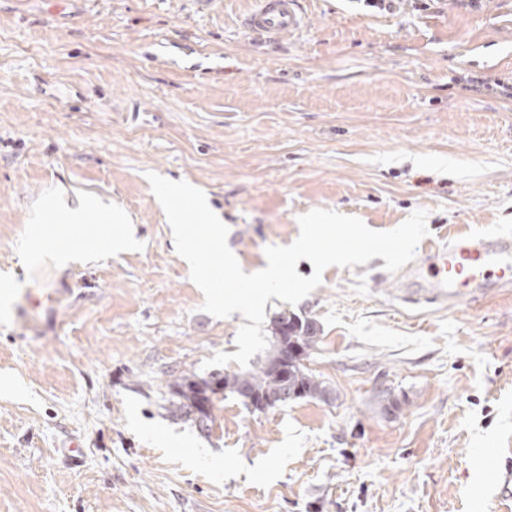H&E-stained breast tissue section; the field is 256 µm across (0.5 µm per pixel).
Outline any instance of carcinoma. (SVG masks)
I'll use <instances>...</instances> for the list:
<instances>
[{"instance_id": "obj_1", "label": "carcinoma", "mask_w": 512, "mask_h": 512, "mask_svg": "<svg viewBox=\"0 0 512 512\" xmlns=\"http://www.w3.org/2000/svg\"><path fill=\"white\" fill-rule=\"evenodd\" d=\"M309 327L310 320L306 318L294 313L279 314L272 320V347L254 369L180 378L173 386L171 413L194 421L200 431L208 432L216 419L213 396L219 393L282 404L288 403L283 398L285 393L296 399L323 394V382L302 363L316 346V339L308 334Z\"/></svg>"}]
</instances>
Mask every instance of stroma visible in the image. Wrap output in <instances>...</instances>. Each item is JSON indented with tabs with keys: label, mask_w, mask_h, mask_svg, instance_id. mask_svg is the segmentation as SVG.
I'll use <instances>...</instances> for the list:
<instances>
[{
	"label": "stroma",
	"mask_w": 512,
	"mask_h": 512,
	"mask_svg": "<svg viewBox=\"0 0 512 512\" xmlns=\"http://www.w3.org/2000/svg\"><path fill=\"white\" fill-rule=\"evenodd\" d=\"M310 28L243 29L251 0H0V512H512V288L455 308L376 257L298 304L329 390L203 433L173 377L237 352L175 251L147 173L201 189L244 272L333 209L429 240L512 232V0L379 11L304 0ZM109 199L135 243L59 267L52 199Z\"/></svg>",
	"instance_id": "35a3bbf8"
}]
</instances>
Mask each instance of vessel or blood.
I'll list each match as a JSON object with an SVG mask.
<instances>
[{"instance_id": "vessel-or-blood-1", "label": "vessel or blood", "mask_w": 512, "mask_h": 512, "mask_svg": "<svg viewBox=\"0 0 512 512\" xmlns=\"http://www.w3.org/2000/svg\"><path fill=\"white\" fill-rule=\"evenodd\" d=\"M243 20L255 32L280 37L301 34L308 18L300 0H256ZM512 283V234L461 233L445 244L425 247L407 270L406 288L456 305L462 296Z\"/></svg>"}]
</instances>
